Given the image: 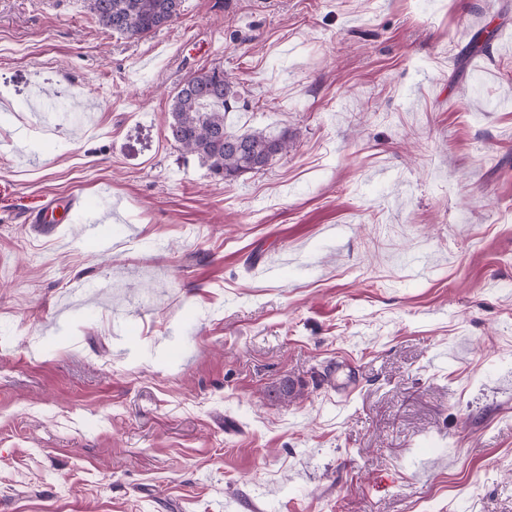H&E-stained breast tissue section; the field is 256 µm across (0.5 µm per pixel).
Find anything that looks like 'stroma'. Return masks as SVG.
<instances>
[{
	"label": "stroma",
	"instance_id": "35a3bbf8",
	"mask_svg": "<svg viewBox=\"0 0 512 512\" xmlns=\"http://www.w3.org/2000/svg\"><path fill=\"white\" fill-rule=\"evenodd\" d=\"M213 68L293 143L224 182ZM0 512H512V0H0ZM181 0H87L89 12L104 29L128 38L156 32L163 15L180 13ZM236 93L224 71L201 69L188 77L171 98L168 139L195 156L218 181L262 170L293 147L287 133L227 132L224 109Z\"/></svg>",
	"mask_w": 512,
	"mask_h": 512
}]
</instances>
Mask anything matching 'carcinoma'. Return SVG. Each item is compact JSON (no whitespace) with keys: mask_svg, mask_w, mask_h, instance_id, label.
Returning <instances> with one entry per match:
<instances>
[{"mask_svg":"<svg viewBox=\"0 0 512 512\" xmlns=\"http://www.w3.org/2000/svg\"><path fill=\"white\" fill-rule=\"evenodd\" d=\"M181 0H87L89 12L107 30L141 38L161 29L160 18L180 13ZM234 83L224 72L200 70L171 98L167 137L196 157L219 181L264 169L292 149L288 134L262 130L233 134L224 128V109L235 98Z\"/></svg>","mask_w":512,"mask_h":512,"instance_id":"1","label":"carcinoma"}]
</instances>
